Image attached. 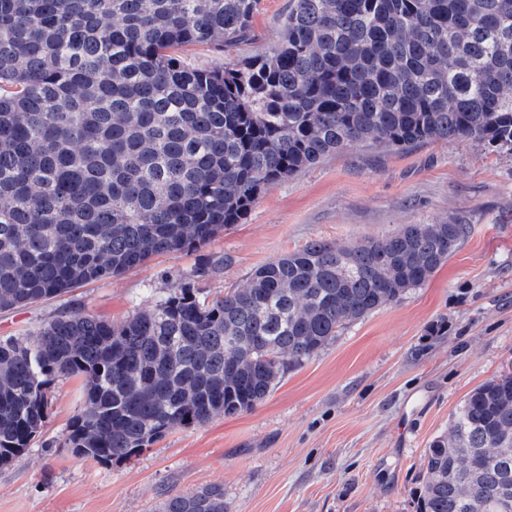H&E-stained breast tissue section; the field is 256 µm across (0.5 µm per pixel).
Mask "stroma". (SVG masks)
<instances>
[{"instance_id":"35a3bbf8","label":"stroma","mask_w":512,"mask_h":512,"mask_svg":"<svg viewBox=\"0 0 512 512\" xmlns=\"http://www.w3.org/2000/svg\"><path fill=\"white\" fill-rule=\"evenodd\" d=\"M288 6L261 0L252 41L189 47L188 63L218 70L269 53ZM450 220L471 233L425 285L286 369L253 410L172 430L126 462L84 461L63 446L82 381H59L41 433L0 467V512H153L167 496L212 484L223 485L226 512H416L426 449L470 391L512 373L510 151L476 140L355 146L268 186L240 223L197 251L0 312V336L26 335L63 311L116 322L210 254L229 259L201 283L214 296L314 240L355 245Z\"/></svg>"}]
</instances>
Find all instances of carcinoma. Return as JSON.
Instances as JSON below:
<instances>
[{
  "mask_svg": "<svg viewBox=\"0 0 512 512\" xmlns=\"http://www.w3.org/2000/svg\"><path fill=\"white\" fill-rule=\"evenodd\" d=\"M260 0H0V311L195 251L262 190L348 146L512 151V0H290L278 45L222 71L182 49L246 42ZM469 225L312 241L208 300L203 260L119 322L62 313L0 338V467L83 379L63 447L128 460L252 410L349 323L423 286ZM418 512H512V374L471 391L423 459ZM155 512H224V487Z\"/></svg>",
  "mask_w": 512,
  "mask_h": 512,
  "instance_id": "cac0c4a2",
  "label": "carcinoma"
}]
</instances>
